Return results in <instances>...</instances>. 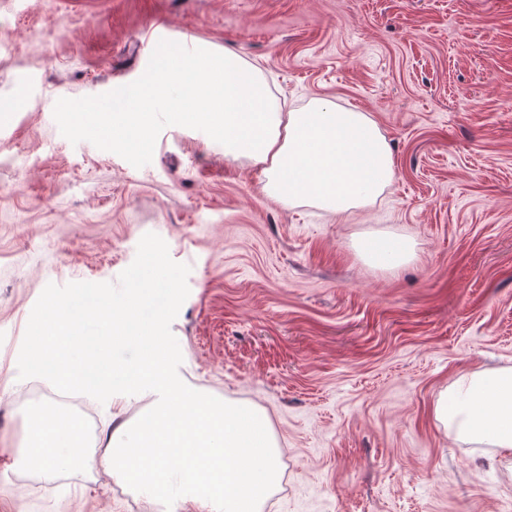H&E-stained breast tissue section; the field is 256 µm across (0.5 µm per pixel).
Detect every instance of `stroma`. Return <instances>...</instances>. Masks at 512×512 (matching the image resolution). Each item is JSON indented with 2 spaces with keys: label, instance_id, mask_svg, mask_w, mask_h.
Listing matches in <instances>:
<instances>
[{
  "label": "stroma",
  "instance_id": "stroma-1",
  "mask_svg": "<svg viewBox=\"0 0 512 512\" xmlns=\"http://www.w3.org/2000/svg\"><path fill=\"white\" fill-rule=\"evenodd\" d=\"M164 19L257 61L278 102L367 113L395 159L374 204L286 206L248 162L167 105L112 142L85 103L149 83ZM0 512H167L99 468L20 484V379L51 283L117 282L146 233L189 265L171 325L189 387L256 406L282 448L260 512H512V463L433 406L512 366V0H0ZM409 237L389 270L354 251ZM354 249L367 263L381 268L397 269L416 259L413 241L389 234L362 237Z\"/></svg>",
  "mask_w": 512,
  "mask_h": 512
}]
</instances>
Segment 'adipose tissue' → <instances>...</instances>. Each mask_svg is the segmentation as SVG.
Wrapping results in <instances>:
<instances>
[{
	"label": "adipose tissue",
	"instance_id": "ef3b65f1",
	"mask_svg": "<svg viewBox=\"0 0 512 512\" xmlns=\"http://www.w3.org/2000/svg\"><path fill=\"white\" fill-rule=\"evenodd\" d=\"M163 45L151 87L113 92V139L131 131L150 140L157 99L170 81L190 75L193 84L172 100L171 111L208 125L212 138L223 141L226 160L258 167L276 201L341 214L373 204L393 183L392 152L366 113L320 100L285 110L259 66L241 55L212 54L179 34ZM354 249L381 268L396 269L416 258L413 241L389 234L362 237ZM433 412L459 439L512 458V367L461 377L439 395Z\"/></svg>",
	"mask_w": 512,
	"mask_h": 512
}]
</instances>
